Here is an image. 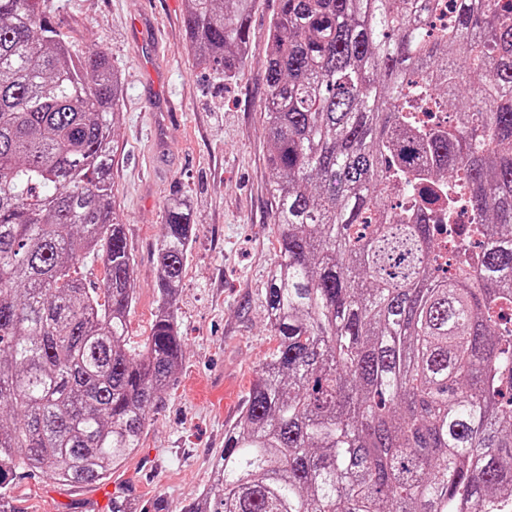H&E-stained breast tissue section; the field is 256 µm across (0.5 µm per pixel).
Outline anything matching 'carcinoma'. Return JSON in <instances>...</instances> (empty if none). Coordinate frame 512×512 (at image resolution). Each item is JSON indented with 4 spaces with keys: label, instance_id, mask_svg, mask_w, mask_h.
Masks as SVG:
<instances>
[{
    "label": "carcinoma",
    "instance_id": "1",
    "mask_svg": "<svg viewBox=\"0 0 512 512\" xmlns=\"http://www.w3.org/2000/svg\"><path fill=\"white\" fill-rule=\"evenodd\" d=\"M258 0H185L197 65L233 77ZM278 0L263 132L278 346L181 512L512 508V0ZM45 0H0V512L16 477L103 482L181 365L194 225L166 204L159 305L127 348L134 261L112 194L122 73ZM453 125L416 121V97ZM405 187L414 208L389 205ZM466 202L469 260L437 251ZM102 260V285L79 276Z\"/></svg>",
    "mask_w": 512,
    "mask_h": 512
}]
</instances>
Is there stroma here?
I'll list each match as a JSON object with an SVG mask.
<instances>
[{"instance_id": "stroma-1", "label": "stroma", "mask_w": 512, "mask_h": 512, "mask_svg": "<svg viewBox=\"0 0 512 512\" xmlns=\"http://www.w3.org/2000/svg\"><path fill=\"white\" fill-rule=\"evenodd\" d=\"M184 0H48L47 15L77 52L106 51L122 70V117L112 142V192L135 261L131 345L158 306L164 207L182 197L195 234L176 301L183 359L149 415L141 446L108 481L68 486L20 475L21 512H109L112 487L179 512L212 484L224 432L239 417L277 347L264 292L277 255L263 135L267 28L277 0H259L250 58L233 79L196 68Z\"/></svg>"}]
</instances>
